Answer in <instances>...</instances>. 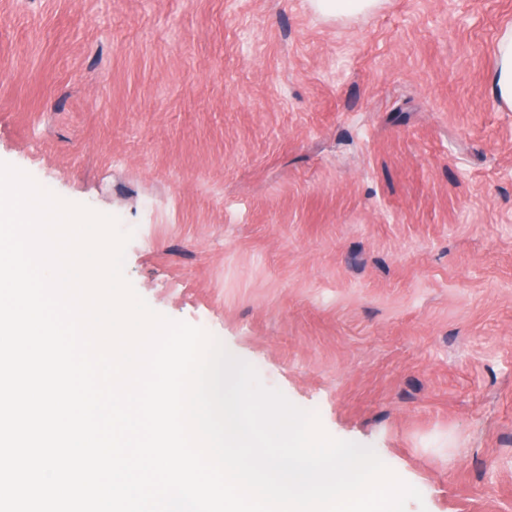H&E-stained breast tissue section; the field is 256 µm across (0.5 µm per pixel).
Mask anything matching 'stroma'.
<instances>
[{
	"label": "stroma",
	"instance_id": "stroma-1",
	"mask_svg": "<svg viewBox=\"0 0 512 512\" xmlns=\"http://www.w3.org/2000/svg\"><path fill=\"white\" fill-rule=\"evenodd\" d=\"M512 0H0V162L421 502L512 512ZM380 0H312L317 13L326 19H351L374 13ZM498 49L489 74L495 102L502 109L512 110V24L498 35Z\"/></svg>",
	"mask_w": 512,
	"mask_h": 512
}]
</instances>
